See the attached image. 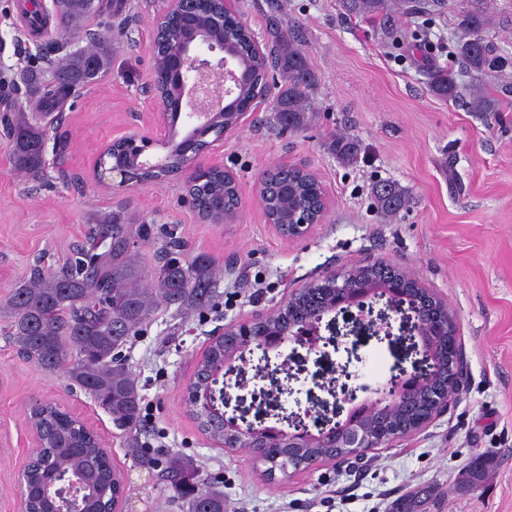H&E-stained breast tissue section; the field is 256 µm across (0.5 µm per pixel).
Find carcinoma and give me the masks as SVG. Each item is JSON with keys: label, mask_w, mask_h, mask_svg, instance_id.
Returning <instances> with one entry per match:
<instances>
[{"label": "carcinoma", "mask_w": 512, "mask_h": 512, "mask_svg": "<svg viewBox=\"0 0 512 512\" xmlns=\"http://www.w3.org/2000/svg\"><path fill=\"white\" fill-rule=\"evenodd\" d=\"M90 0H57V18L68 32L90 13ZM344 9L356 15H375L388 9V0H342ZM464 31L460 53L470 71L483 74L498 60L491 57L485 43L484 30L489 17L480 9L463 15ZM224 33L234 40L235 48L247 68L235 111L221 117L226 124L244 111L265 87L267 70L277 72L281 85L274 112L277 122L286 130L298 131L308 122L306 104L314 85V74L305 55L294 45L293 33L273 23L269 27L272 53L266 60L251 52L250 35L235 16H224ZM94 50L75 51L58 63V85L44 90L40 113L32 118L24 112L0 115V125L13 140L14 166L32 179L44 170L45 127L41 114L54 109L55 103L69 96V82L83 84L95 80L110 65L111 41L93 38ZM430 91L445 101L462 94L449 72H437ZM169 155V168L178 169L186 162L181 143L164 145ZM332 150L343 160L354 158L357 143L343 136L332 141ZM112 163L127 165L136 160L135 148L121 143L112 146ZM265 185L262 194L268 216L280 222L288 208L301 204L318 208L320 187L312 174L301 168L273 167L261 174ZM196 204L207 211L215 201L233 207L237 202L232 181L220 170H209L198 176ZM378 203L386 212H396L406 205L403 191L390 184L377 190ZM148 236L144 224H123L112 218L90 227L86 242L75 247L68 260L56 270L35 268L30 276L13 288L5 301L11 316V338L19 352L47 373L64 369L71 384L89 392L98 406L112 416V422L123 429L137 426L141 414V397L135 379L128 370L121 349L139 334L154 306L162 302L180 309H203L216 297L213 282L214 260L199 254L190 263H182L176 252L158 255V264L147 272L142 266L134 239ZM112 238V249L105 254L92 252V241ZM325 282H315L293 295V316L322 309L328 297ZM226 337H217L198 361L196 382L207 378L209 364L224 357ZM34 426L43 434L45 445L37 456L52 457L61 470L75 474L86 468L96 473L94 487L83 499L62 498L64 512H79L95 507V512L118 509L124 493V477L112 465L110 452L88 434L68 413L46 404L30 412ZM336 448H301L295 465L306 469L327 456H336ZM490 459L479 456L462 475L461 491L477 490L485 481ZM162 478L184 500L186 512H230L224 493L212 486L189 460H172L163 469ZM26 507L35 512H51L52 497L58 489L52 486L51 472L34 465L25 474Z\"/></svg>", "instance_id": "carcinoma-1"}]
</instances>
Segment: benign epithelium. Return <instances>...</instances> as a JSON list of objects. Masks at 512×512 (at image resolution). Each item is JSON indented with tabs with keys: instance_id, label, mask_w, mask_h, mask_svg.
<instances>
[{
	"instance_id": "benign-epithelium-1",
	"label": "benign epithelium",
	"mask_w": 512,
	"mask_h": 512,
	"mask_svg": "<svg viewBox=\"0 0 512 512\" xmlns=\"http://www.w3.org/2000/svg\"><path fill=\"white\" fill-rule=\"evenodd\" d=\"M190 0H168L166 10L154 20L155 34H160L162 25L175 15L186 13ZM203 9L195 16L202 26L188 30L177 39L178 50L169 59L168 70L174 90L180 96L179 112L167 109V94L161 93L156 82H151L147 92L157 101L161 109L162 124L170 125L180 116L188 119L189 130L183 137L184 148L192 150L202 134L215 129L217 113L239 94L243 84L244 70L239 54L224 38V11L235 12L236 0H199ZM208 150L193 155L192 162L182 169L186 175L188 201L195 204L193 175L204 168ZM168 169L167 157L136 159L126 166L109 168L95 160L94 178L102 182L107 174L120 176V183L143 181L145 170L164 172ZM323 213L310 217L301 207L293 210L287 239L306 236L318 223ZM333 281L332 301L319 313L291 324L288 334L271 332L264 336L249 333L250 323L227 326L224 332L238 334V344L229 349L224 358L213 362L205 386L194 389L188 395L189 405L196 413L208 414L224 424V447L266 448L273 450L269 463L280 466L279 472L289 474L286 453L295 448L318 446L320 448H345L347 452L336 457L343 463H360L373 448H381L406 435L425 429L437 415L448 410L454 395L466 380V356L458 336L448 335L450 312L427 311L415 301L412 289L420 284L405 270L391 266V272L382 276L359 277L347 272L330 273ZM384 300L396 313H412L413 337L418 339L421 360L408 370L398 367L390 376L360 399L355 393L345 396L348 409L344 417L330 426L312 431L299 415L292 413L285 418L287 427L256 425L251 422L238 423L223 410L224 388L230 376L240 370L247 356L261 352L259 362L270 364L271 357L283 356L289 343H296L310 351L327 344L321 334V325L326 316L352 307L360 313L372 310L373 303ZM439 360L440 374L431 383L422 374V367Z\"/></svg>"
}]
</instances>
